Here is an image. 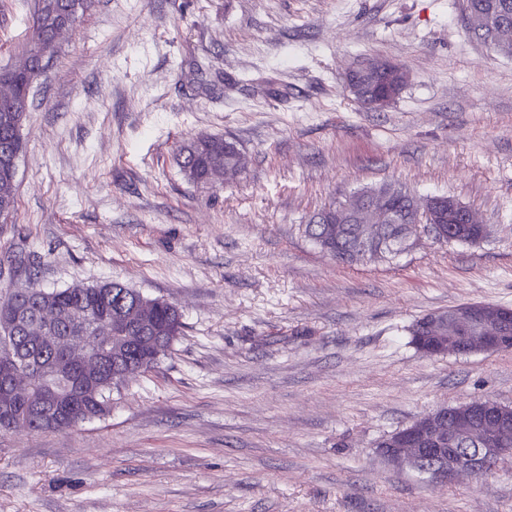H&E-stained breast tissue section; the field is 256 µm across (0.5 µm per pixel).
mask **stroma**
Here are the masks:
<instances>
[{
  "label": "stroma",
  "mask_w": 512,
  "mask_h": 512,
  "mask_svg": "<svg viewBox=\"0 0 512 512\" xmlns=\"http://www.w3.org/2000/svg\"><path fill=\"white\" fill-rule=\"evenodd\" d=\"M34 4L0 0V68ZM370 60L409 74L381 111L346 83ZM30 99L0 296L118 281L184 329L108 415L0 436V512H512V461L436 485L377 448L441 406H512V351L427 357L408 333L512 308V54L462 0H97ZM200 134L243 168L190 180ZM384 183L453 197L486 238L420 229L348 264L305 234Z\"/></svg>",
  "instance_id": "35a3bbf8"
}]
</instances>
